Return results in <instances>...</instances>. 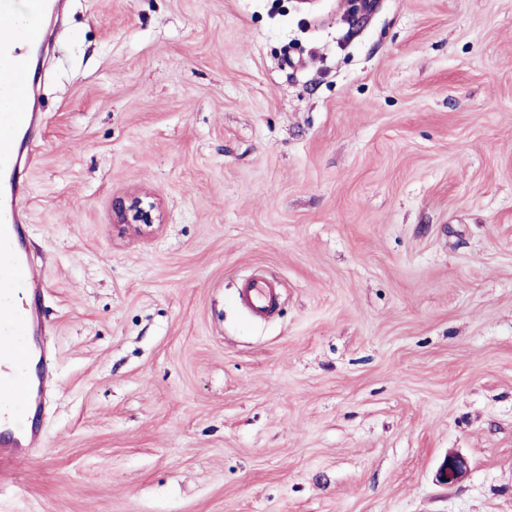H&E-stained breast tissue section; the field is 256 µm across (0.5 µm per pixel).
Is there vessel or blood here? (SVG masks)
I'll list each match as a JSON object with an SVG mask.
<instances>
[{
  "instance_id": "obj_1",
  "label": "vessel or blood",
  "mask_w": 512,
  "mask_h": 512,
  "mask_svg": "<svg viewBox=\"0 0 512 512\" xmlns=\"http://www.w3.org/2000/svg\"><path fill=\"white\" fill-rule=\"evenodd\" d=\"M64 0H0V480L43 443L41 412L57 385L51 372L30 374L35 338L46 331L42 307L47 286L35 275L27 252L26 201L29 171L37 161L36 134L43 127L40 94L33 81L30 49L51 45ZM243 303L254 315L268 314L278 295L267 282L248 283Z\"/></svg>"
}]
</instances>
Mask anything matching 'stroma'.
Masks as SVG:
<instances>
[{
	"label": "stroma",
	"instance_id": "obj_1",
	"mask_svg": "<svg viewBox=\"0 0 512 512\" xmlns=\"http://www.w3.org/2000/svg\"><path fill=\"white\" fill-rule=\"evenodd\" d=\"M38 86L58 386L0 512H512V0H69ZM117 221L120 224H135L141 231V226L150 228L153 224H160L163 214L157 201L149 194H137L124 201L117 212ZM241 299L254 315L264 316L276 306L278 295L268 282H251L241 291ZM466 471V461L462 457L448 455L440 467L439 477L443 483L451 485L460 480Z\"/></svg>",
	"mask_w": 512,
	"mask_h": 512
}]
</instances>
